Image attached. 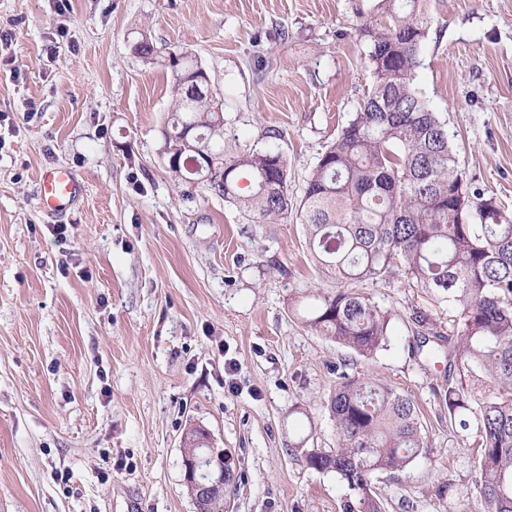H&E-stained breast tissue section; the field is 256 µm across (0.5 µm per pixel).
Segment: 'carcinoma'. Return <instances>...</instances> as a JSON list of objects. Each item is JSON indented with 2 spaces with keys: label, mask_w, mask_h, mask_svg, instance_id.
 Here are the masks:
<instances>
[{
  "label": "carcinoma",
  "mask_w": 512,
  "mask_h": 512,
  "mask_svg": "<svg viewBox=\"0 0 512 512\" xmlns=\"http://www.w3.org/2000/svg\"><path fill=\"white\" fill-rule=\"evenodd\" d=\"M430 0H379L382 19L360 29L374 87L319 156L300 201L274 146L229 150L211 121L214 100L174 81L162 139L188 128L198 159L224 164V201L279 224L297 212L315 264L336 280L316 294L308 327L362 356L386 346L391 316L354 289L400 272L456 310L448 337V420L475 431L482 512H512V219L458 170L446 124L415 86L433 22ZM249 192H240L241 173ZM328 408L336 447L312 448L310 468L347 489L343 512H382L372 481L426 453L414 401L394 388L339 374Z\"/></svg>",
  "instance_id": "cac0c4a2"
}]
</instances>
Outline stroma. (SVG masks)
<instances>
[{"label": "stroma", "instance_id": "obj_1", "mask_svg": "<svg viewBox=\"0 0 512 512\" xmlns=\"http://www.w3.org/2000/svg\"><path fill=\"white\" fill-rule=\"evenodd\" d=\"M375 5L0 0V512H196L194 427L231 473L224 512H342L345 486L305 452L336 445L326 400L343 371L419 409L427 453L374 479L383 512H479L477 453L442 398L446 350L416 348V314L452 335L454 308L397 274L364 283L392 314L387 345H337L298 314L335 287L299 220L253 223L160 155L178 48L208 71L240 145L282 132L301 199L373 84L359 30ZM431 5L415 83L467 182L512 217V0ZM141 33L154 62L131 51ZM53 166L85 186L62 216L39 204ZM187 439H188L189 445H188V448H186L185 458H186V456H190V455H193L195 457V459L202 457L204 455H207L209 457L212 456L211 453L210 454H202V451L204 448H206L207 450L209 448H207L208 447L207 445L200 443L201 437L199 436V434L196 430H193L192 432H190L187 436ZM184 467H185V479L187 481H192L194 479L195 470L197 472V469H198L197 459H196V461H191L189 459H185Z\"/></svg>", "mask_w": 512, "mask_h": 512}]
</instances>
